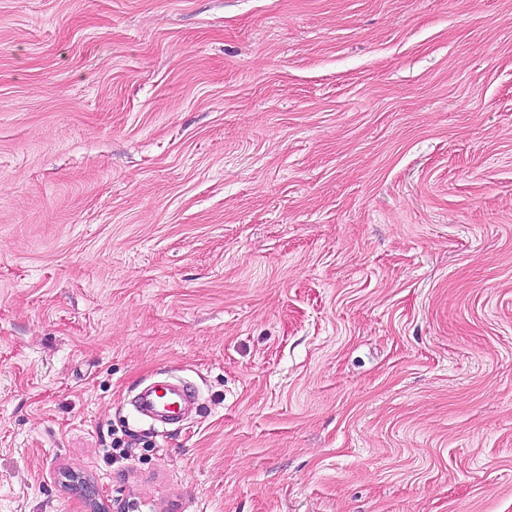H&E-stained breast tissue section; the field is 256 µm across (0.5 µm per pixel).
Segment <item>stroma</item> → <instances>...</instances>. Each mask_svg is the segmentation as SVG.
I'll return each instance as SVG.
<instances>
[{
	"label": "stroma",
	"mask_w": 512,
	"mask_h": 512,
	"mask_svg": "<svg viewBox=\"0 0 512 512\" xmlns=\"http://www.w3.org/2000/svg\"><path fill=\"white\" fill-rule=\"evenodd\" d=\"M0 512H512V0H0ZM195 392L187 382L174 386L148 387L141 395L138 413L148 418L161 416L173 420L176 411L171 409L172 405L194 396Z\"/></svg>",
	"instance_id": "obj_1"
}]
</instances>
